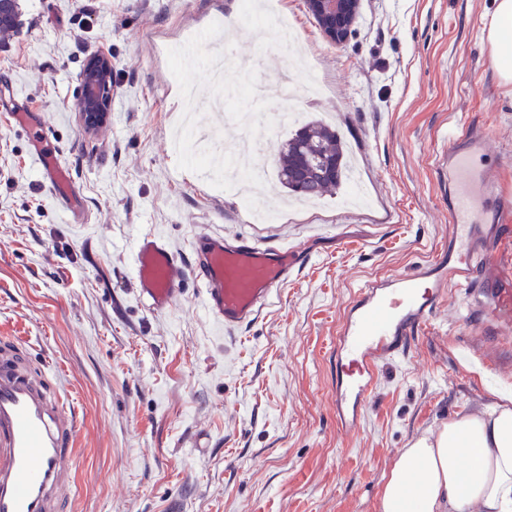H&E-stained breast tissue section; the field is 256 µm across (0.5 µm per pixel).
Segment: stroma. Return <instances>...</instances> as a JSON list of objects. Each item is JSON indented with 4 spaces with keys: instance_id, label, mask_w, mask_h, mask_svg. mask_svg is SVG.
<instances>
[{
    "instance_id": "stroma-1",
    "label": "stroma",
    "mask_w": 512,
    "mask_h": 512,
    "mask_svg": "<svg viewBox=\"0 0 512 512\" xmlns=\"http://www.w3.org/2000/svg\"><path fill=\"white\" fill-rule=\"evenodd\" d=\"M281 17L235 35L239 0H18L0 33V336L49 360L78 407L76 491L69 512H379L382 477L410 443L499 402L460 356L488 355L490 330L450 288L407 359L381 365L358 432L339 433L332 340L366 280L430 263L448 236L453 181L438 165L452 133L490 129L512 186V84L500 82L486 41L492 0H361L349 40L331 44L306 0H280ZM301 37L308 65L276 48L280 21ZM224 42L251 85L320 81L305 117L336 125L361 176L316 205L288 204L275 176L276 103L250 96L228 112L257 114L270 147L252 158L264 179L250 193L278 208L252 222L230 188L191 166V141L170 150L182 89L214 86L206 41ZM112 60L110 111L86 127L77 104L84 67ZM29 113L79 192L85 221L64 220L31 156ZM307 258L270 306L232 334L207 318L187 276L172 310L137 298L131 252L158 231L189 251L200 227Z\"/></svg>"
}]
</instances>
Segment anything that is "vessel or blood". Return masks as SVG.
<instances>
[{"mask_svg": "<svg viewBox=\"0 0 512 512\" xmlns=\"http://www.w3.org/2000/svg\"><path fill=\"white\" fill-rule=\"evenodd\" d=\"M30 137L58 208L73 214L77 190L67 170L41 127L31 128ZM491 148L488 130L477 123L449 136L439 157L456 185L447 246L428 265L358 288L333 341L336 421L342 433L359 427L377 368L410 354L416 334L431 326L446 301L449 286L473 288L472 305L492 327L498 348L512 347V267L497 255L499 244L512 239V225L504 221L512 193L475 165ZM191 251L189 267L182 250L164 235H140L133 264L138 299L150 313H166L187 273H194L207 315L228 334L255 319L304 261L295 245L231 242L208 230L195 234ZM22 353L19 341L0 336V512H67L78 411L48 363L21 369Z\"/></svg>", "mask_w": 512, "mask_h": 512, "instance_id": "b4317fda", "label": "vessel or blood"}]
</instances>
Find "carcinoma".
<instances>
[{
  "label": "carcinoma",
  "instance_id": "obj_1",
  "mask_svg": "<svg viewBox=\"0 0 512 512\" xmlns=\"http://www.w3.org/2000/svg\"><path fill=\"white\" fill-rule=\"evenodd\" d=\"M345 171L342 137L320 121L304 123L280 142L276 176L292 197L318 198L341 186Z\"/></svg>",
  "mask_w": 512,
  "mask_h": 512
}]
</instances>
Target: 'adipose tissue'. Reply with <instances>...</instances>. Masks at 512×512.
<instances>
[{"label": "adipose tissue", "instance_id": "obj_1", "mask_svg": "<svg viewBox=\"0 0 512 512\" xmlns=\"http://www.w3.org/2000/svg\"><path fill=\"white\" fill-rule=\"evenodd\" d=\"M487 27L496 73L512 83V0ZM380 512H512V405L449 421L415 439L383 475Z\"/></svg>", "mask_w": 512, "mask_h": 512}]
</instances>
